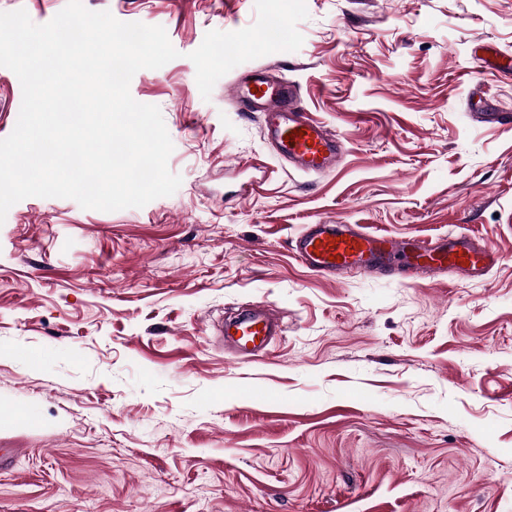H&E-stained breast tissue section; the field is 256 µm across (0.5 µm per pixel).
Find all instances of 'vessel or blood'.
Wrapping results in <instances>:
<instances>
[{
	"label": "vessel or blood",
	"mask_w": 512,
	"mask_h": 512,
	"mask_svg": "<svg viewBox=\"0 0 512 512\" xmlns=\"http://www.w3.org/2000/svg\"><path fill=\"white\" fill-rule=\"evenodd\" d=\"M234 95L242 111L259 113L273 154L295 171L317 175L344 156L343 139L307 112L293 82L258 69L235 84ZM293 251L311 272L336 278L398 270L410 280L459 275L477 282L500 261L499 253L473 234L397 237L358 224L305 225ZM224 333L234 356L253 358L282 335L283 327L269 307L256 306L226 322Z\"/></svg>",
	"instance_id": "1"
}]
</instances>
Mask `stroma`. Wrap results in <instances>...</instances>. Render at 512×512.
Wrapping results in <instances>:
<instances>
[{
    "instance_id": "stroma-1",
    "label": "stroma",
    "mask_w": 512,
    "mask_h": 512,
    "mask_svg": "<svg viewBox=\"0 0 512 512\" xmlns=\"http://www.w3.org/2000/svg\"><path fill=\"white\" fill-rule=\"evenodd\" d=\"M164 27L138 71L179 189L141 208L29 197L0 224V512H512V0H83ZM298 83L345 142L308 176L272 156L231 87ZM22 102L0 67V139ZM253 193L240 194L241 186ZM307 224L473 233L483 282L330 279ZM263 303L285 331L224 351ZM477 60L480 61L481 67L490 72H501V76H509L512 67L504 65L500 61V53L496 47L491 44H482L475 51Z\"/></svg>"
}]
</instances>
